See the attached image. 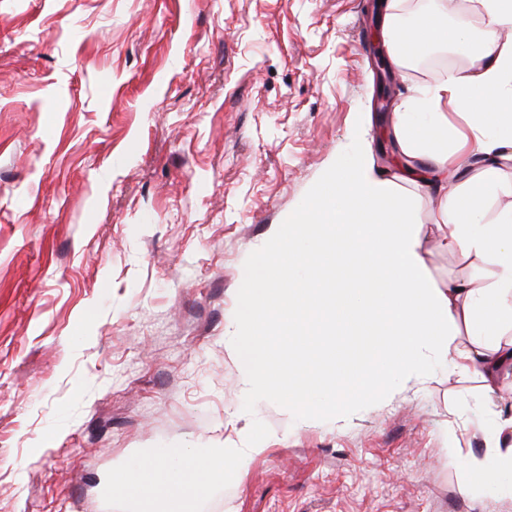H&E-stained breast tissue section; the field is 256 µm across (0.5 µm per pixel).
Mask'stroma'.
I'll return each mask as SVG.
<instances>
[{
	"instance_id": "obj_1",
	"label": "stroma",
	"mask_w": 512,
	"mask_h": 512,
	"mask_svg": "<svg viewBox=\"0 0 512 512\" xmlns=\"http://www.w3.org/2000/svg\"><path fill=\"white\" fill-rule=\"evenodd\" d=\"M373 0H0V512H161L113 492L181 449L244 448L196 512H512L465 489L512 416L430 356L339 413L253 398L248 271L356 138L378 147ZM411 197L430 273L436 201Z\"/></svg>"
}]
</instances>
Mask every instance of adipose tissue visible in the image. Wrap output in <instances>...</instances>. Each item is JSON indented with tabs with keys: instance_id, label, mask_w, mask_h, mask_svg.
I'll use <instances>...</instances> for the list:
<instances>
[{
	"instance_id": "ef3b65f1",
	"label": "adipose tissue",
	"mask_w": 512,
	"mask_h": 512,
	"mask_svg": "<svg viewBox=\"0 0 512 512\" xmlns=\"http://www.w3.org/2000/svg\"><path fill=\"white\" fill-rule=\"evenodd\" d=\"M476 17L447 24L423 14L414 23L392 18L391 55L407 65L429 44L471 47L472 64L454 71L396 108L393 135L408 173L423 162L438 203L442 248L476 274L443 284L429 273L431 253L409 202L375 170L367 145L351 164L337 163L321 183L317 207L289 216L308 230V248L281 242L251 268L237 316L235 353L249 391L284 395L297 410L326 394L337 407L371 398L427 375L435 353L460 374L479 377L486 396L512 389V209L484 218L489 196L512 194V0H478ZM466 120L449 124L442 103ZM439 120L423 130L415 113ZM307 265L317 277L289 278ZM485 453L468 460V483L512 492V417L484 432ZM239 448L201 457L185 450L137 474L118 470V494L162 498L163 512H191L195 495L242 467Z\"/></svg>"
}]
</instances>
